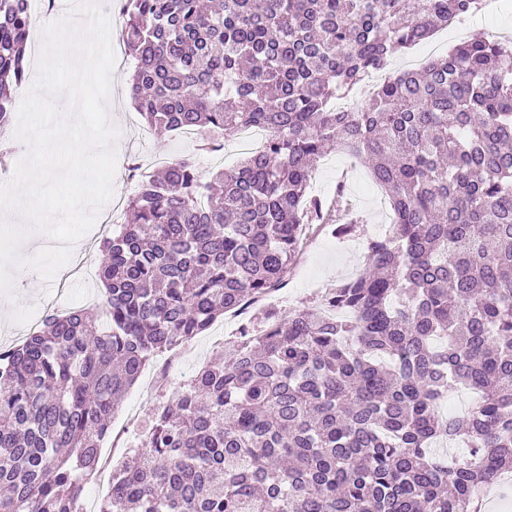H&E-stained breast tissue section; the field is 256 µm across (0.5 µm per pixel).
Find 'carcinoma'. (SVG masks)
Listing matches in <instances>:
<instances>
[{
	"mask_svg": "<svg viewBox=\"0 0 512 512\" xmlns=\"http://www.w3.org/2000/svg\"><path fill=\"white\" fill-rule=\"evenodd\" d=\"M479 0H125L131 98L158 135L265 146L205 182L138 181L100 242L97 315L48 312L0 354V512H82L100 442L158 354L290 276L330 148L365 160L394 222L312 308L239 329L158 406L99 512H480L512 468V38L477 37L333 102ZM37 22L0 0V134ZM479 394L446 417L452 389ZM462 440L453 466L433 444Z\"/></svg>",
	"mask_w": 512,
	"mask_h": 512,
	"instance_id": "obj_1",
	"label": "carcinoma"
}]
</instances>
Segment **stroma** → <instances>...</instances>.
<instances>
[{
    "label": "stroma",
    "instance_id": "obj_1",
    "mask_svg": "<svg viewBox=\"0 0 512 512\" xmlns=\"http://www.w3.org/2000/svg\"><path fill=\"white\" fill-rule=\"evenodd\" d=\"M512 36V0H483L480 11L455 21L432 37L393 56L390 70L400 73L419 68L424 62L447 55L456 44L475 35ZM132 75L131 66L115 67L108 98V111L119 134L114 142L117 155H125L129 148L139 153L142 175L153 174L163 164L174 163L186 157L195 158L202 173L216 166L231 167L248 147L237 137L224 140V148L216 155L198 154L195 143L181 134L155 136L144 132L145 123L133 108L128 95ZM317 196L332 202L342 199L338 213L341 220L355 221L356 236L336 238L330 230L310 228L300 260L288 282L253 312L225 315L204 335L192 342L200 362H177L175 351L159 355L129 389L122 406L112 420V432L125 435L132 431L142 433L149 425L155 408L165 395L179 388L197 370L199 363L223 358L228 344L240 326L248 320H260L264 312L316 305L322 293L335 287L345 277L358 274L365 264L366 238L384 234L387 208L381 194L373 186L364 161L343 151L333 150L320 161L312 176ZM88 272L67 281L43 280L32 268L13 269L15 299L0 295V344L20 342L32 329L33 314L52 309L66 312L73 308H95L103 295L91 286L90 272L96 271L101 258L99 238L87 234L81 240ZM126 447H113L104 441L101 448V468L86 484L82 499L84 512H98L108 491L112 470L129 455Z\"/></svg>",
    "mask_w": 512,
    "mask_h": 512
}]
</instances>
